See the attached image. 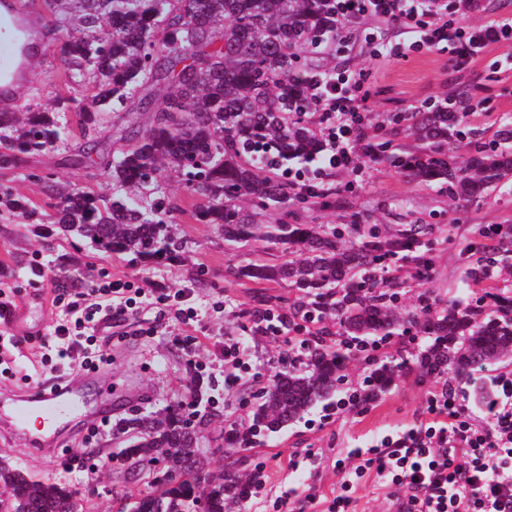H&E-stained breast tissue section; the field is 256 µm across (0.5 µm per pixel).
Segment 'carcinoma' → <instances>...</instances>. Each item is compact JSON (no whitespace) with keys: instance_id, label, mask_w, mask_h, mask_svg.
Here are the masks:
<instances>
[{"instance_id":"carcinoma-1","label":"carcinoma","mask_w":512,"mask_h":512,"mask_svg":"<svg viewBox=\"0 0 512 512\" xmlns=\"http://www.w3.org/2000/svg\"><path fill=\"white\" fill-rule=\"evenodd\" d=\"M84 36L59 44L58 58L68 70L87 69L93 77L88 103L80 110L85 143L81 157L103 154L102 114L123 105L153 72L172 73L173 89L143 111L149 124L128 118L124 141L109 167L112 193L102 197L78 185L47 183L58 199L53 216L42 215L21 198L6 199L8 209L31 224L53 219L66 234L107 254H131L139 262L178 261L182 242L171 219L178 202L168 196L144 209L129 194L151 195L156 174L170 169L206 197L197 211L203 224H216L224 240L242 244L265 239L298 254L277 265L256 260L238 269L255 284L286 282L297 297L291 314L317 307L325 319L321 335L397 336L416 329L430 344L414 360L416 368L448 384L465 381L482 399L489 396L481 376L487 366L512 359V290L492 286L473 305L450 300L441 310H407L395 305L403 282L395 258L418 253L416 231L382 239L361 231L348 240L320 224H260L241 206L245 198L266 206H288L293 192L276 172L286 162L307 158L318 149L305 88L297 84L303 53L336 36L332 0H69ZM182 65L178 72L173 68ZM32 108L22 114L0 112V161L13 163L38 154L62 139L60 112ZM462 113L417 112L411 137L420 147L411 153L388 152L375 140L369 150L419 182L448 184L463 204L512 180V128L497 130L496 147H475L464 158L454 137ZM512 259V238L491 251L474 249L467 273L474 282L495 274ZM349 357L316 343L301 365L273 376L254 406L252 425L236 434L244 448L256 432H277L300 421L311 408L330 399L345 380ZM396 368H376L370 395L392 383ZM200 399L179 401L151 417L126 422L129 445L116 456L130 478L151 470L161 458L157 448L185 454L179 478L148 481L130 508L117 512H232L245 493L234 453L213 471L200 457L203 427L191 408ZM0 512H82L63 483L40 479L0 461Z\"/></svg>"}]
</instances>
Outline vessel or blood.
Wrapping results in <instances>:
<instances>
[{
    "mask_svg": "<svg viewBox=\"0 0 512 512\" xmlns=\"http://www.w3.org/2000/svg\"><path fill=\"white\" fill-rule=\"evenodd\" d=\"M18 19L38 24L43 21L41 14L27 7L24 0H0V104L15 101L18 75L26 71L36 51L34 42L13 34L11 23ZM102 377L99 369L82 371L48 384L26 387L11 402L0 406V416L14 421L25 434L29 448L47 452L57 440L59 424L88 415L84 389Z\"/></svg>",
    "mask_w": 512,
    "mask_h": 512,
    "instance_id": "b4317fda",
    "label": "vessel or blood"
}]
</instances>
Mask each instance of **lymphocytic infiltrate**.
<instances>
[{
    "mask_svg": "<svg viewBox=\"0 0 512 512\" xmlns=\"http://www.w3.org/2000/svg\"><path fill=\"white\" fill-rule=\"evenodd\" d=\"M336 31L344 33L365 17L405 27L413 36L409 49L421 53L447 47L451 66L472 65L490 45L503 49L493 69L512 70V17L470 25L448 17L447 0H334ZM371 70L338 65L335 72L301 77L319 114L317 131L324 147L307 166L282 173L290 189L322 197L327 172L343 169L363 175L371 157L363 144L373 136L370 123ZM135 301L127 288L107 281L68 304L71 317L39 338V349L55 352L64 371L95 369L106 356L95 335L98 324L120 319ZM318 316L299 321L266 312L254 320L255 331L280 339L287 347L280 364L301 351L315 334ZM493 399L481 412L485 424L466 413L455 391L440 383L427 399L426 417L396 435H384L370 448L354 449L361 463L346 472L339 494L330 499L310 494L313 512H353L351 490L365 470L397 490L399 512H512V379L495 381Z\"/></svg>",
    "mask_w": 512,
    "mask_h": 512,
    "instance_id": "1",
    "label": "lymphocytic infiltrate"
}]
</instances>
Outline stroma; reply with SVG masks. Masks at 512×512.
<instances>
[{
    "label": "stroma",
    "mask_w": 512,
    "mask_h": 512,
    "mask_svg": "<svg viewBox=\"0 0 512 512\" xmlns=\"http://www.w3.org/2000/svg\"><path fill=\"white\" fill-rule=\"evenodd\" d=\"M38 12H52L57 30L49 32L41 54L32 66V78L13 109L51 107L64 101L68 112L61 118L68 130L54 148L29 155L14 164L0 165V192L23 197L40 212L51 209L45 194L47 181L77 183L90 192L107 196L112 192L109 178L100 164H76L75 149L83 134L78 112L90 93V76L67 74L58 62L57 46L68 35L78 34L73 10L47 9L44 0H26ZM390 52L391 58L374 68L371 122L378 126L380 140L412 145L408 123H394L399 113L416 111L430 96L445 97L449 89L461 88L473 101H489L495 115L512 121V73L496 75L487 63L478 71L455 72L448 67V53L435 49L421 54L408 52L410 35L404 27L386 26L366 17L349 28L338 50L306 53L304 70H331L339 63L351 68H373L369 37ZM158 193L177 198L180 209L173 222L184 243L180 262L143 265L128 256L104 254L78 238L63 235L54 224H28L0 205V264L8 271L0 278V292L18 304H27V322L39 334L53 331L64 315L52 306L51 290L59 288L63 299L73 292L90 291L104 280L134 283L153 305L130 313L113 324L106 370L112 382V397H92L94 405L110 413L109 425L90 436L83 420H71L62 433L64 444L58 453L41 456L28 448L10 423L0 419V458L39 478H51L70 486L81 503L112 512L121 498L137 494L139 484L130 482L114 456L119 452L118 432L126 419L161 410L185 398L193 390L203 395L199 407L206 415L211 440L207 453L211 469L224 464L222 437L232 429L249 426L258 394L278 371L282 343L257 333L251 322L252 284L238 278L236 270L257 258L275 264L281 261L279 246L253 241L231 248L213 224L199 222L195 213L202 205L200 194L188 190L171 171L157 179ZM324 197L300 200L285 209H268L263 221L295 219L303 224H325L340 229L350 224L375 226L388 236L412 224L425 225L434 238L427 279H420L417 261H402L410 286L403 290L400 306H439L448 299L470 301L478 291L466 274L465 250L478 242L491 224L512 225V181L458 207L447 185L420 184L402 170L379 164L364 176L345 171L329 172ZM42 264L43 278L31 276L33 264ZM188 288L190 306L198 315L184 321L175 291ZM202 342L197 354L184 350L187 339ZM241 343L244 358L260 371L240 391L224 388L225 339ZM435 384L413 366L398 372L394 382L368 408L341 415H328L327 403L314 407L305 418L275 433L258 436L242 449L241 473L264 467L273 495L295 490L288 508L301 512L306 496L316 492L333 496L339 492L343 471L352 467L349 451L369 446L382 435L407 429L423 420L429 391ZM314 458H306L305 450Z\"/></svg>",
    "instance_id": "stroma-1"
}]
</instances>
